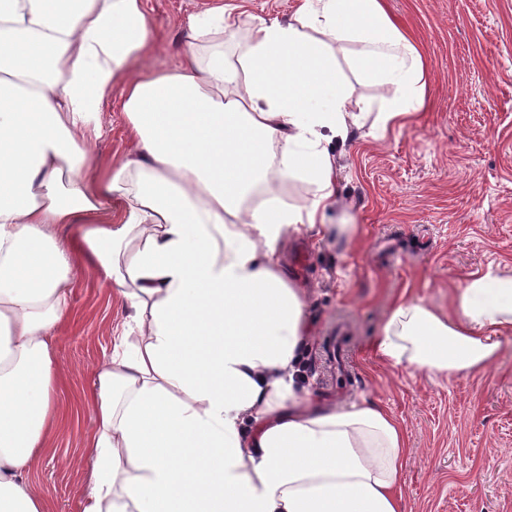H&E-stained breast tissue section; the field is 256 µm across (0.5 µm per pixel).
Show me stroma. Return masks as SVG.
Wrapping results in <instances>:
<instances>
[{
  "label": "stroma",
  "instance_id": "1",
  "mask_svg": "<svg viewBox=\"0 0 512 512\" xmlns=\"http://www.w3.org/2000/svg\"><path fill=\"white\" fill-rule=\"evenodd\" d=\"M232 0H146L152 48L136 68H175L188 15ZM420 45L426 106L376 132L374 114L330 145L337 198L327 227L289 231L286 261L305 250L301 288L309 331L299 359L304 398L384 407L404 431L403 512H512V336L489 368L444 376L395 367L374 349L399 298L455 318L474 277L512 276V0H386ZM121 89L102 102L97 167L130 146ZM122 302L87 269L72 312L54 328L67 425L49 434L30 478L47 512H82L85 451L96 407L93 372L121 330Z\"/></svg>",
  "mask_w": 512,
  "mask_h": 512
}]
</instances>
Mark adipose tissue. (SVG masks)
<instances>
[{"instance_id":"ef3b65f1","label":"adipose tissue","mask_w":512,"mask_h":512,"mask_svg":"<svg viewBox=\"0 0 512 512\" xmlns=\"http://www.w3.org/2000/svg\"><path fill=\"white\" fill-rule=\"evenodd\" d=\"M186 40L175 70L138 74L145 0H0V512H46L28 473L63 423L51 332L78 256L126 312L95 372L83 512H400L398 421L298 394L307 305L280 250L336 197L328 135L361 120L337 50L354 45L351 67L383 89V130L425 105L420 51L384 0H299L283 21L217 7ZM118 83L132 144L101 170ZM291 179L313 186L305 203L279 197ZM116 198L120 223H96ZM61 224L83 230L63 240ZM456 303L451 320L397 300L382 360L488 368L512 278H473Z\"/></svg>"}]
</instances>
